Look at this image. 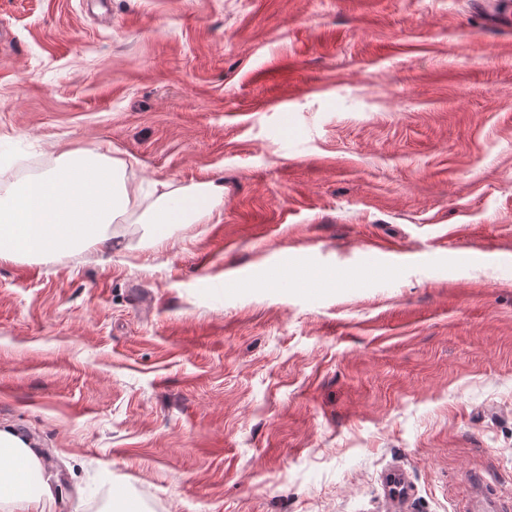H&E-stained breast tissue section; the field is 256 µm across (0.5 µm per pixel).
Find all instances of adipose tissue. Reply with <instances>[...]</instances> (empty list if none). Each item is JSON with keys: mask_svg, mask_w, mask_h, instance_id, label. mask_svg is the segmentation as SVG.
<instances>
[{"mask_svg": "<svg viewBox=\"0 0 512 512\" xmlns=\"http://www.w3.org/2000/svg\"><path fill=\"white\" fill-rule=\"evenodd\" d=\"M126 163L110 149H60L56 165L39 177L0 189V260L50 255L79 246L105 254L120 250L114 221L134 214L152 243L172 227L204 223L224 203L223 187L211 182L162 184L154 200L137 207L138 185L125 177ZM49 487L34 451L0 431V506L27 512Z\"/></svg>", "mask_w": 512, "mask_h": 512, "instance_id": "obj_1", "label": "adipose tissue"}]
</instances>
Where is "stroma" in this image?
Returning a JSON list of instances; mask_svg holds the SVG:
<instances>
[{
    "mask_svg": "<svg viewBox=\"0 0 512 512\" xmlns=\"http://www.w3.org/2000/svg\"><path fill=\"white\" fill-rule=\"evenodd\" d=\"M224 187L0 261L28 512H512V25L482 0H0V179ZM399 484H392V477Z\"/></svg>",
    "mask_w": 512,
    "mask_h": 512,
    "instance_id": "35a3bbf8",
    "label": "stroma"
}]
</instances>
